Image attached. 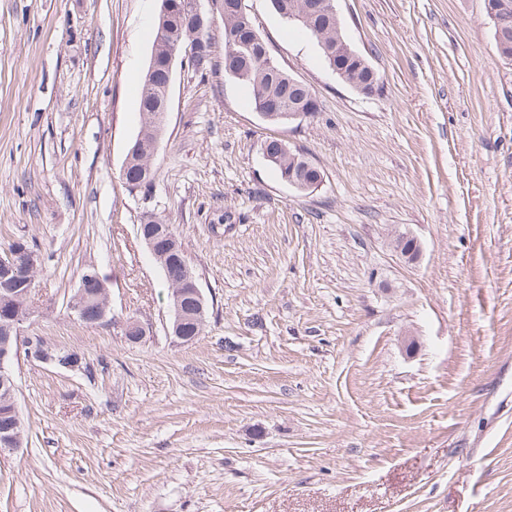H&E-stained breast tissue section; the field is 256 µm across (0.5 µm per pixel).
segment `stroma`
I'll use <instances>...</instances> for the list:
<instances>
[{
  "label": "stroma",
  "mask_w": 512,
  "mask_h": 512,
  "mask_svg": "<svg viewBox=\"0 0 512 512\" xmlns=\"http://www.w3.org/2000/svg\"><path fill=\"white\" fill-rule=\"evenodd\" d=\"M246 4L318 112L263 119L201 0L210 60L176 68L152 182L131 192L158 0H0V254L40 252L23 333L82 358L15 361L24 437L0 453V512H512V60L485 0H337L370 97L268 0ZM271 138L321 169L318 190L281 181ZM151 213L207 302L186 343L138 234ZM88 269L110 291L98 325L69 309Z\"/></svg>",
  "instance_id": "obj_1"
}]
</instances>
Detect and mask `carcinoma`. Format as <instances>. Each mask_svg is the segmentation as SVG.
<instances>
[{
    "label": "carcinoma",
    "instance_id": "1",
    "mask_svg": "<svg viewBox=\"0 0 512 512\" xmlns=\"http://www.w3.org/2000/svg\"><path fill=\"white\" fill-rule=\"evenodd\" d=\"M511 9L501 17L500 40L496 42L499 53L512 59V0H507ZM270 4L283 20H288V8L302 9L311 5V11L300 20H288L307 31L316 41L318 50L329 69L341 66L350 77L367 86L376 81V74L358 68L355 60L336 55V41L343 37L342 29L336 27V19L329 11L330 0H270ZM224 38V70L250 94L255 110L259 112H288L317 103L310 86L289 82L288 72L273 64L266 43L255 35L249 16L241 9L237 0H221ZM196 42L199 54L194 66L201 67L211 52V37L202 29L184 0H169L163 4L155 23L150 61L140 87L139 104L142 114L141 130H150L159 112L166 110L165 93L169 83L168 58L173 45L180 46ZM281 140L268 141V149L278 159L272 166L280 178L296 163V155L281 149ZM150 145L144 143L139 154L126 167L122 178L127 188L136 186L143 175L149 173L152 159ZM168 289L186 288L182 263L170 261L163 268ZM24 296L16 294L7 301H0V322L6 321L18 310L26 307Z\"/></svg>",
    "mask_w": 512,
    "mask_h": 512
}]
</instances>
